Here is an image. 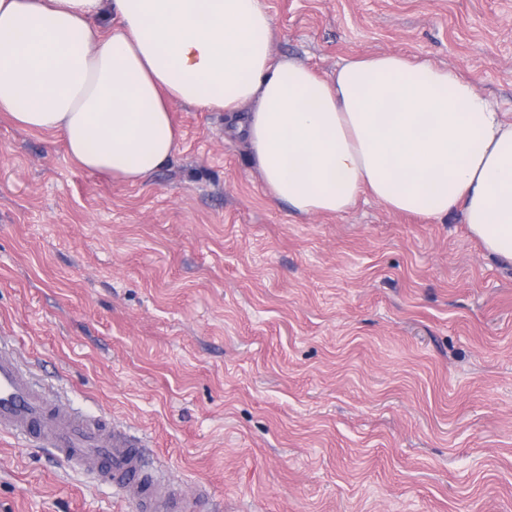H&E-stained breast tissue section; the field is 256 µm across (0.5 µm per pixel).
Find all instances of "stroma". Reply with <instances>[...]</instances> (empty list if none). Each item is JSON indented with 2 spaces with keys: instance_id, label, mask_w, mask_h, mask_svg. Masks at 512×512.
Listing matches in <instances>:
<instances>
[{
  "instance_id": "35a3bbf8",
  "label": "stroma",
  "mask_w": 512,
  "mask_h": 512,
  "mask_svg": "<svg viewBox=\"0 0 512 512\" xmlns=\"http://www.w3.org/2000/svg\"><path fill=\"white\" fill-rule=\"evenodd\" d=\"M277 56L398 52L512 119V0H260ZM144 184L0 115V336L145 445L187 512H512V265L459 218L301 219L226 115L174 104ZM0 512H140L0 437Z\"/></svg>"
}]
</instances>
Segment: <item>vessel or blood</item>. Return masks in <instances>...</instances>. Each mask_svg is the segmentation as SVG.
Returning <instances> with one entry per match:
<instances>
[{"mask_svg":"<svg viewBox=\"0 0 512 512\" xmlns=\"http://www.w3.org/2000/svg\"><path fill=\"white\" fill-rule=\"evenodd\" d=\"M51 448L64 462L91 467L117 491L143 502L148 512H182L169 484L146 469L142 445L96 425L69 405L50 400L12 352L0 348V434Z\"/></svg>","mask_w":512,"mask_h":512,"instance_id":"vessel-or-blood-1","label":"vessel or blood"}]
</instances>
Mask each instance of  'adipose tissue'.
Wrapping results in <instances>:
<instances>
[{"label": "adipose tissue", "mask_w": 512, "mask_h": 512, "mask_svg": "<svg viewBox=\"0 0 512 512\" xmlns=\"http://www.w3.org/2000/svg\"><path fill=\"white\" fill-rule=\"evenodd\" d=\"M259 0H0V113L84 170L140 185L179 150L174 102L227 113L267 192L301 217L369 195L461 215L512 263V121L474 84L396 53L329 78L275 58Z\"/></svg>", "instance_id": "adipose-tissue-1"}]
</instances>
